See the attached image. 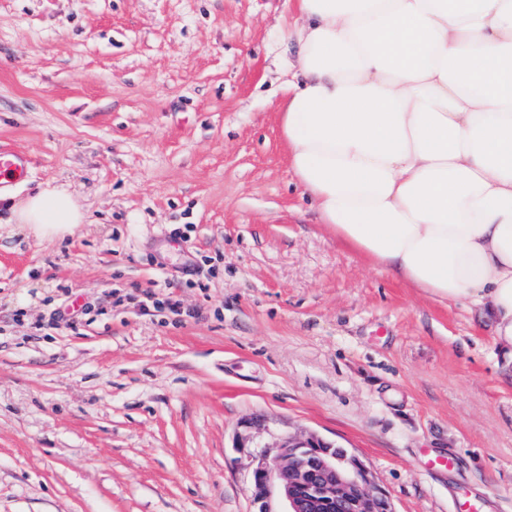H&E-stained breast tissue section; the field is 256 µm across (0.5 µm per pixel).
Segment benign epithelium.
<instances>
[{"mask_svg": "<svg viewBox=\"0 0 512 512\" xmlns=\"http://www.w3.org/2000/svg\"><path fill=\"white\" fill-rule=\"evenodd\" d=\"M252 472L255 512H395L368 468L315 433H290Z\"/></svg>", "mask_w": 512, "mask_h": 512, "instance_id": "1", "label": "benign epithelium"}]
</instances>
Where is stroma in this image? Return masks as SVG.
Listing matches in <instances>:
<instances>
[{
  "label": "stroma",
  "mask_w": 512,
  "mask_h": 512,
  "mask_svg": "<svg viewBox=\"0 0 512 512\" xmlns=\"http://www.w3.org/2000/svg\"><path fill=\"white\" fill-rule=\"evenodd\" d=\"M295 17L0 0V148L32 165L0 194V512H253L257 447L290 431L353 451L395 512L477 492L512 512V360L489 324L337 241L289 170ZM56 185L85 224L14 223ZM74 301L81 321L51 325Z\"/></svg>",
  "instance_id": "1"
}]
</instances>
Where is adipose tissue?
Masks as SVG:
<instances>
[{
  "mask_svg": "<svg viewBox=\"0 0 512 512\" xmlns=\"http://www.w3.org/2000/svg\"><path fill=\"white\" fill-rule=\"evenodd\" d=\"M278 105L321 223L396 279L463 302L512 359V0H297ZM85 223L65 187L12 207Z\"/></svg>",
  "mask_w": 512,
  "mask_h": 512,
  "instance_id": "obj_1",
  "label": "adipose tissue"
}]
</instances>
